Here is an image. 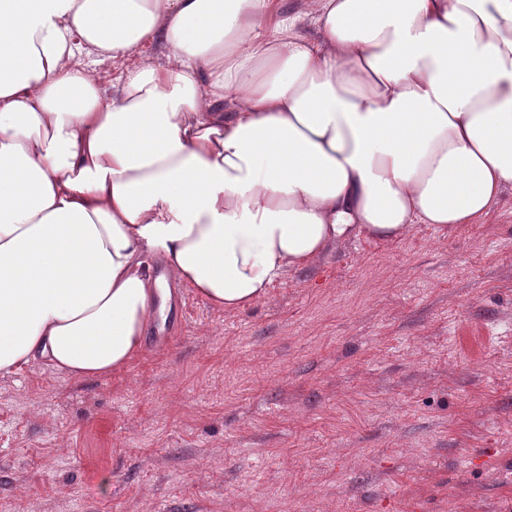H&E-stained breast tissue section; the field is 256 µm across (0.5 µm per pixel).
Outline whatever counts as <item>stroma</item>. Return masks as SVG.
<instances>
[{
	"instance_id": "1",
	"label": "stroma",
	"mask_w": 512,
	"mask_h": 512,
	"mask_svg": "<svg viewBox=\"0 0 512 512\" xmlns=\"http://www.w3.org/2000/svg\"><path fill=\"white\" fill-rule=\"evenodd\" d=\"M121 371L0 376V512H512V189L353 238Z\"/></svg>"
}]
</instances>
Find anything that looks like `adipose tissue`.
Instances as JSON below:
<instances>
[{
    "label": "adipose tissue",
    "instance_id": "ef3b65f1",
    "mask_svg": "<svg viewBox=\"0 0 512 512\" xmlns=\"http://www.w3.org/2000/svg\"><path fill=\"white\" fill-rule=\"evenodd\" d=\"M510 186L512 0H0V375L126 368L169 297L145 251L238 313ZM153 50L154 49L149 46V50L146 53H139L135 51L129 55L122 57L119 56L113 60L111 58L96 65L95 68L101 78L102 85L106 88H110L112 86V82L116 83V79L133 63L140 61L143 58L154 56L156 52Z\"/></svg>",
    "mask_w": 512,
    "mask_h": 512
}]
</instances>
